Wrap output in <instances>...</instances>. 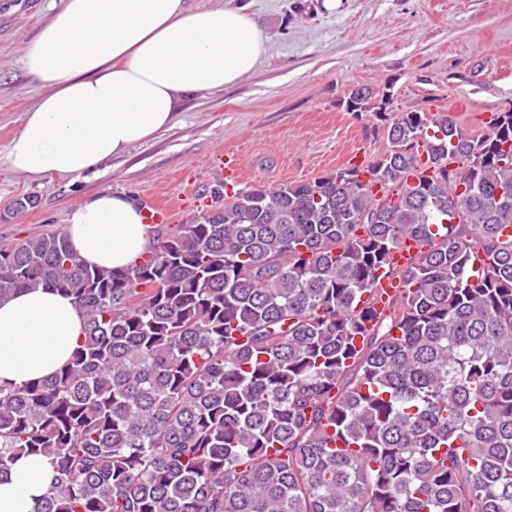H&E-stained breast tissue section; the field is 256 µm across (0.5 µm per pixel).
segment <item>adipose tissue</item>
Here are the masks:
<instances>
[{"instance_id": "ef3b65f1", "label": "adipose tissue", "mask_w": 512, "mask_h": 512, "mask_svg": "<svg viewBox=\"0 0 512 512\" xmlns=\"http://www.w3.org/2000/svg\"><path fill=\"white\" fill-rule=\"evenodd\" d=\"M268 50L246 7L223 0H60L25 46L28 80L47 87L7 149L28 176L98 172L173 121L179 98L224 88L251 73ZM65 233L85 263L121 268L154 239L132 197L102 191L70 208ZM83 339L71 296L21 290L0 301V386L43 380ZM53 470L20 456L0 478V512H34Z\"/></svg>"}]
</instances>
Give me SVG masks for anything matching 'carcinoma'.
Masks as SVG:
<instances>
[{"label": "carcinoma", "instance_id": "obj_1", "mask_svg": "<svg viewBox=\"0 0 512 512\" xmlns=\"http://www.w3.org/2000/svg\"><path fill=\"white\" fill-rule=\"evenodd\" d=\"M387 104L347 98L386 134L365 169L218 191L130 267L63 231L0 247V298L84 321L66 366L0 387V476L53 468L35 512H512V109L471 135ZM420 247L421 243L418 240L412 237L404 239L403 242L392 251L389 266L391 268L406 267L419 251Z\"/></svg>", "mask_w": 512, "mask_h": 512}]
</instances>
